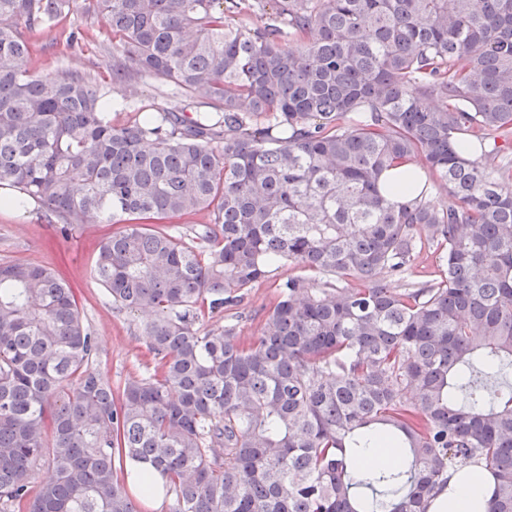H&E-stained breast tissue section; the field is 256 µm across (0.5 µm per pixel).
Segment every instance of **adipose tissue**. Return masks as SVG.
<instances>
[{
	"label": "adipose tissue",
	"instance_id": "1",
	"mask_svg": "<svg viewBox=\"0 0 512 512\" xmlns=\"http://www.w3.org/2000/svg\"><path fill=\"white\" fill-rule=\"evenodd\" d=\"M493 487L485 470L473 469L467 477L454 474L447 487L432 500L428 512H488Z\"/></svg>",
	"mask_w": 512,
	"mask_h": 512
}]
</instances>
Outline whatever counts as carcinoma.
Instances as JSON below:
<instances>
[{"instance_id":"carcinoma-1","label":"carcinoma","mask_w":512,"mask_h":512,"mask_svg":"<svg viewBox=\"0 0 512 512\" xmlns=\"http://www.w3.org/2000/svg\"><path fill=\"white\" fill-rule=\"evenodd\" d=\"M73 7L118 37L112 80L211 111L115 127L86 77L23 70ZM511 147L512 0H0V187L64 235L121 223L94 275L150 314L114 388L67 281L0 263V512H140L117 458L172 512H427L472 466L512 512ZM407 161L433 181L394 205ZM185 214L208 222L157 228ZM429 244L438 277L392 286ZM285 263L259 335L201 331ZM373 442L403 466L360 473ZM422 170L419 165L413 162H405L386 172L385 196L392 202L405 203L409 200L406 190L397 186L403 182L408 175H421Z\"/></svg>"}]
</instances>
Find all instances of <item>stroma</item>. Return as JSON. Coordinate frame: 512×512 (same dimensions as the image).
I'll return each instance as SVG.
<instances>
[{
	"label": "stroma",
	"instance_id": "1",
	"mask_svg": "<svg viewBox=\"0 0 512 512\" xmlns=\"http://www.w3.org/2000/svg\"><path fill=\"white\" fill-rule=\"evenodd\" d=\"M32 39L36 48L24 61V69L41 76H88L111 101L114 126L134 121L138 108L144 105L157 112L172 106L190 114L204 109L198 100L174 98L171 86L148 77L113 81L112 35L93 14L75 9L65 12L54 27L33 33ZM115 229L112 223H88L64 235L55 218L36 202L17 210L0 208V263L39 264L54 269L70 284L98 345L94 368L117 385L129 376L143 374L146 346L136 329L139 315L113 310L93 277L100 246ZM295 273V268L283 265L254 285L240 310L241 336L248 339L257 335L262 314L277 301L278 284Z\"/></svg>",
	"mask_w": 512,
	"mask_h": 512
}]
</instances>
